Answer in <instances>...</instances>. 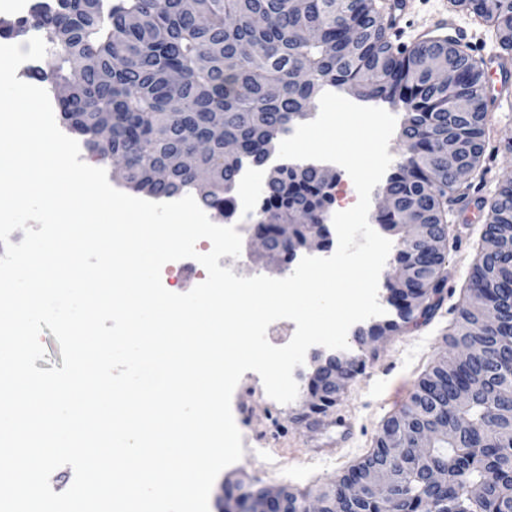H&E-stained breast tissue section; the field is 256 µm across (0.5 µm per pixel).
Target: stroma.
I'll return each instance as SVG.
<instances>
[{
    "label": "stroma",
    "mask_w": 512,
    "mask_h": 512,
    "mask_svg": "<svg viewBox=\"0 0 512 512\" xmlns=\"http://www.w3.org/2000/svg\"><path fill=\"white\" fill-rule=\"evenodd\" d=\"M454 14L471 29L470 46L485 61L486 90L498 99L497 108L489 114L493 133L486 149L488 170L483 179L474 180L469 192L471 198L488 203L499 186L512 181V151L505 147L512 138V85L499 84L496 57L501 49L493 31L474 20L466 9L455 8ZM460 211V203L449 204L450 232L443 268L446 288L436 316L415 330L390 333L375 342V353L369 356L364 373L349 383L335 407L309 418L307 393H300L291 404H276L266 394L258 374L249 371L243 375L231 404L246 413L245 422L238 425L244 454L218 475L209 496V512H221L222 485L245 478L314 491L334 483L374 447L384 420L407 404L420 375L448 353V328L458 317L484 222L480 214L464 222ZM340 414L352 422L349 442L336 456L317 457L318 449L335 440L331 422Z\"/></svg>",
    "instance_id": "obj_1"
}]
</instances>
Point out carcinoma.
Segmentation results:
<instances>
[{
  "label": "carcinoma",
  "instance_id": "cac0c4a2",
  "mask_svg": "<svg viewBox=\"0 0 512 512\" xmlns=\"http://www.w3.org/2000/svg\"><path fill=\"white\" fill-rule=\"evenodd\" d=\"M454 3L496 32L501 67L511 66L512 0ZM379 18L374 0H194L191 8L185 0H55L34 4L26 18L0 19V36L23 35L32 25L44 34L50 56L38 77L67 89L58 101L61 118L86 141L111 126L110 142L93 151L117 163L114 173L127 187L155 198L193 194L205 208L229 209L244 161L275 145L327 85L364 90L367 100L402 109L406 153L382 186L393 202L376 221L400 224L412 207L428 238L397 249V274L409 279L397 291L401 303L387 299L398 320L380 328L383 336L427 324L439 310L445 248L428 244L447 242L443 200L465 199L472 180L484 175L491 129L482 59L446 38L395 47ZM435 59L448 63V81L435 80ZM457 100L467 111L453 110ZM217 118L224 140L197 157L196 169L184 167L182 156L209 138ZM226 141L242 147L240 156L225 155ZM449 148L467 178L448 172ZM158 168L168 170V182L154 181ZM198 170L209 174L204 186ZM332 202V188L315 171L284 163L263 185L254 223L283 224L297 207L319 215ZM485 224L498 248L480 246L448 332L451 350L478 349L446 367L437 360L422 374L403 410L383 423L400 434L401 447L384 453L377 438L363 460L317 490L326 504L349 499L352 481L376 465L395 478L389 491L358 499L362 512H512V183L499 189ZM485 289L494 294L495 325L475 302ZM462 389L471 394L464 406L456 399ZM445 416L450 427L464 422L429 452L431 466L448 468L446 500L413 467L412 437ZM477 486L482 495L474 497Z\"/></svg>",
  "mask_w": 512,
  "mask_h": 512
}]
</instances>
